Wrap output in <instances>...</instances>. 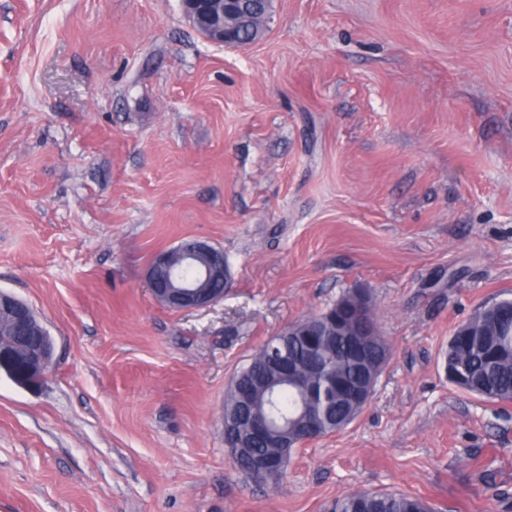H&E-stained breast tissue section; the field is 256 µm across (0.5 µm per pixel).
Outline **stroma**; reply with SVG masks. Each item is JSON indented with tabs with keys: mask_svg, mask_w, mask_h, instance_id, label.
Instances as JSON below:
<instances>
[{
	"mask_svg": "<svg viewBox=\"0 0 512 512\" xmlns=\"http://www.w3.org/2000/svg\"><path fill=\"white\" fill-rule=\"evenodd\" d=\"M195 237L233 285L174 311L146 270ZM355 286L391 348L370 403L246 479L231 380ZM0 290L53 343L0 368V512H512V402L443 359L512 298V0H273L236 49L180 0H0ZM418 496L370 491L348 492L336 500V512H434Z\"/></svg>",
	"mask_w": 512,
	"mask_h": 512,
	"instance_id": "1",
	"label": "stroma"
}]
</instances>
